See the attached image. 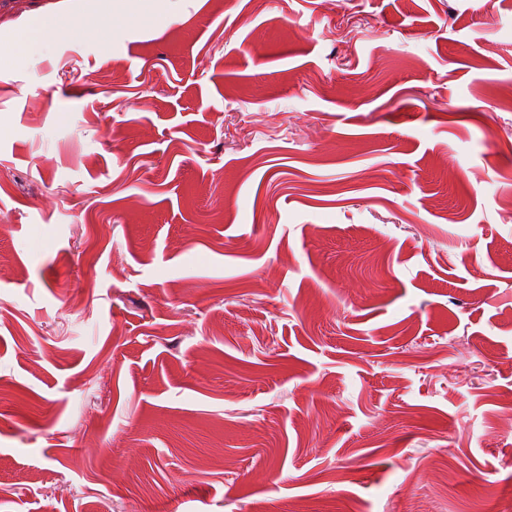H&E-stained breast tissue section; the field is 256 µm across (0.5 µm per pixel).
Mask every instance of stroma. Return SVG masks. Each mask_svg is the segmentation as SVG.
I'll use <instances>...</instances> for the list:
<instances>
[{
	"mask_svg": "<svg viewBox=\"0 0 512 512\" xmlns=\"http://www.w3.org/2000/svg\"><path fill=\"white\" fill-rule=\"evenodd\" d=\"M0 256V512H512V0H0ZM62 28H70V20L67 22L59 20L57 25L47 20L30 23L17 33L12 50L17 55H26L47 40L52 33Z\"/></svg>",
	"mask_w": 512,
	"mask_h": 512,
	"instance_id": "obj_1",
	"label": "stroma"
}]
</instances>
